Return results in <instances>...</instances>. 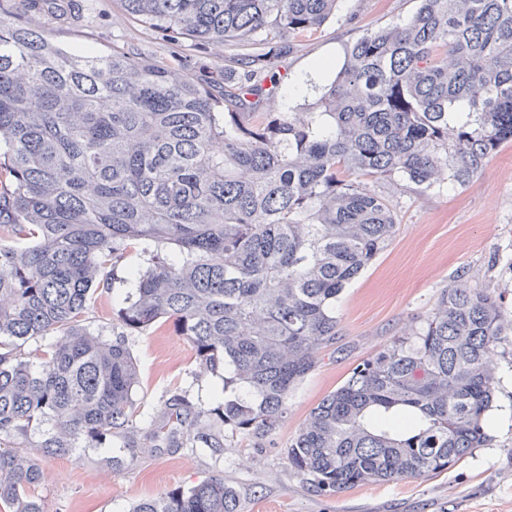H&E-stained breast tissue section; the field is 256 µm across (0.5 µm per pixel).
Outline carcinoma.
I'll list each match as a JSON object with an SVG mask.
<instances>
[{"instance_id": "1", "label": "carcinoma", "mask_w": 512, "mask_h": 512, "mask_svg": "<svg viewBox=\"0 0 512 512\" xmlns=\"http://www.w3.org/2000/svg\"><path fill=\"white\" fill-rule=\"evenodd\" d=\"M0 0V509L45 512L41 461L79 448L150 455L255 445L336 345V302L384 252L396 216L364 181L462 186L512 144V0H420L346 46L310 112H271V59L337 0H121L172 38L238 50L224 85L122 47L66 51ZM270 87H265V82ZM138 247L112 339L85 325ZM170 326L224 371L214 404L175 389L139 425L128 336ZM507 325L501 295L444 289L423 325L352 369L288 441L319 492L437 476L488 441ZM47 341L38 365L24 347ZM132 512H239L210 477Z\"/></svg>"}]
</instances>
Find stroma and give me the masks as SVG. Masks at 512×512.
<instances>
[{"label": "stroma", "instance_id": "stroma-1", "mask_svg": "<svg viewBox=\"0 0 512 512\" xmlns=\"http://www.w3.org/2000/svg\"><path fill=\"white\" fill-rule=\"evenodd\" d=\"M419 0H339L335 15L294 39L274 61L277 85L268 108L307 112L340 70L346 45L362 34L405 23ZM60 47L138 50L159 62L189 61V73L223 79L235 68L220 46L195 47L140 25L120 0H85L73 24L60 27L42 14L26 18ZM398 226L388 249L344 291L336 305L335 349L322 351L316 368L290 396L288 413L262 447L225 434L215 454L184 448L173 455L139 457L115 468L104 448L45 458V481L36 489L46 512H129L138 500L208 477L223 478L240 500V512H512V327L498 345L500 385L490 416L487 447L434 478L363 485L333 496L317 492L288 466L289 439L311 409L339 387L352 368L391 339L419 327L442 290L465 281L501 290L512 311V146L500 150L468 185L422 192H389ZM140 365L137 405L148 415L170 390L188 391L210 404L219 377L200 367L188 342L172 329L131 337Z\"/></svg>", "mask_w": 512, "mask_h": 512}]
</instances>
